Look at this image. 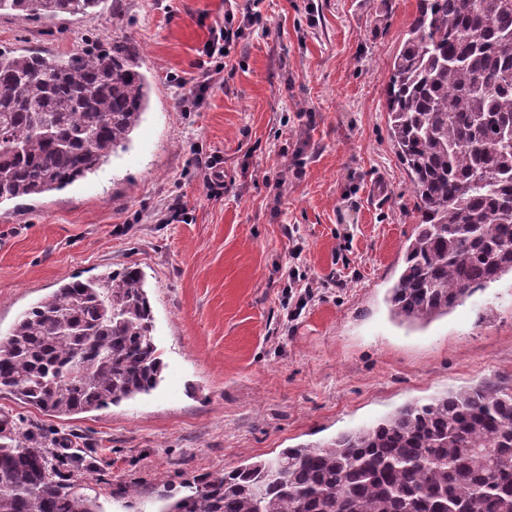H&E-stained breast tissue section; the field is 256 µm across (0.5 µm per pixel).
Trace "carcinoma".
I'll return each mask as SVG.
<instances>
[{"mask_svg": "<svg viewBox=\"0 0 512 512\" xmlns=\"http://www.w3.org/2000/svg\"><path fill=\"white\" fill-rule=\"evenodd\" d=\"M108 0H0V15L83 18ZM112 41L68 57L0 50V205L61 190L132 141L151 86ZM389 136L416 224L385 302L423 327L512 276V0H418L387 81ZM142 270L69 281L3 342L0 393L54 417L148 395L164 363ZM0 419V512H103ZM158 512H512V382L409 403L323 445L193 482Z\"/></svg>", "mask_w": 512, "mask_h": 512, "instance_id": "1", "label": "carcinoma"}]
</instances>
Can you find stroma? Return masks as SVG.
Wrapping results in <instances>:
<instances>
[{
  "instance_id": "stroma-1",
  "label": "stroma",
  "mask_w": 512,
  "mask_h": 512,
  "mask_svg": "<svg viewBox=\"0 0 512 512\" xmlns=\"http://www.w3.org/2000/svg\"><path fill=\"white\" fill-rule=\"evenodd\" d=\"M77 21L0 15V49L68 55L135 42L152 84L127 151L87 178L0 205V340L61 283L143 271L165 364L150 395L55 418L0 395V418L66 458L104 512H157L207 474L318 445L410 402L512 376V280L423 329L385 295L412 233L386 82L417 0H262L224 81L180 112L225 0H109ZM224 161L211 191L198 153ZM171 205L173 223L159 220ZM315 296L288 321L293 243Z\"/></svg>"
}]
</instances>
